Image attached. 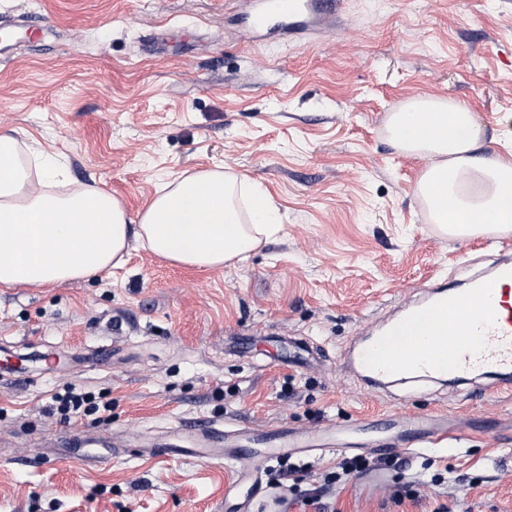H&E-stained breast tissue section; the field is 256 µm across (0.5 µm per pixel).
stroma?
<instances>
[{
  "label": "stroma",
  "mask_w": 512,
  "mask_h": 512,
  "mask_svg": "<svg viewBox=\"0 0 512 512\" xmlns=\"http://www.w3.org/2000/svg\"><path fill=\"white\" fill-rule=\"evenodd\" d=\"M44 22L30 29L24 14ZM0 131L64 156L70 186L143 211L168 174L226 165L283 226L241 265L126 264L62 286L0 288V512H512V393L488 376L375 379L349 347L438 284L494 277L498 235L451 238L415 195L426 159L388 140L412 97L466 101L486 156L512 129V0H343L338 32L248 36L232 0H0ZM110 360L98 365L99 345ZM111 412L65 421L70 387ZM453 438L401 452L400 417ZM344 429L280 480L255 454L155 459L182 423ZM392 449L382 471L343 462Z\"/></svg>",
  "instance_id": "35a3bbf8"
}]
</instances>
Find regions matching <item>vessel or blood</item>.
Segmentation results:
<instances>
[{
	"label": "vessel or blood",
	"instance_id": "b4317fda",
	"mask_svg": "<svg viewBox=\"0 0 512 512\" xmlns=\"http://www.w3.org/2000/svg\"><path fill=\"white\" fill-rule=\"evenodd\" d=\"M255 30H262L268 17L279 19L284 30L295 34L323 24L335 16L340 0H249ZM512 282V264L499 265L493 282L478 281L458 292L434 290L424 311H408L362 344L353 354L355 365L378 375H404L415 379L457 377L477 370L512 373V303L494 299V284ZM426 321L427 333L414 337L410 352L396 345L397 336L418 321ZM448 428L440 420L422 414L403 426L406 448L435 445L446 439ZM221 432L213 424L191 425L188 441L192 456H207V446L219 442ZM304 442L287 428H249L243 442L220 449V456L247 467L256 448L279 459L302 449Z\"/></svg>",
	"mask_w": 512,
	"mask_h": 512
}]
</instances>
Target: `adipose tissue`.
Here are the masks:
<instances>
[{
    "label": "adipose tissue",
    "instance_id": "1",
    "mask_svg": "<svg viewBox=\"0 0 512 512\" xmlns=\"http://www.w3.org/2000/svg\"><path fill=\"white\" fill-rule=\"evenodd\" d=\"M390 142L427 159L415 187L430 223L465 238L512 231V161L482 156L486 130L469 104L418 97L390 113ZM64 166L0 132V285L42 287L87 280L119 266L129 243L202 270L267 243L282 217L268 191L224 170L182 174L129 216L100 190L69 191Z\"/></svg>",
    "mask_w": 512,
    "mask_h": 512
}]
</instances>
